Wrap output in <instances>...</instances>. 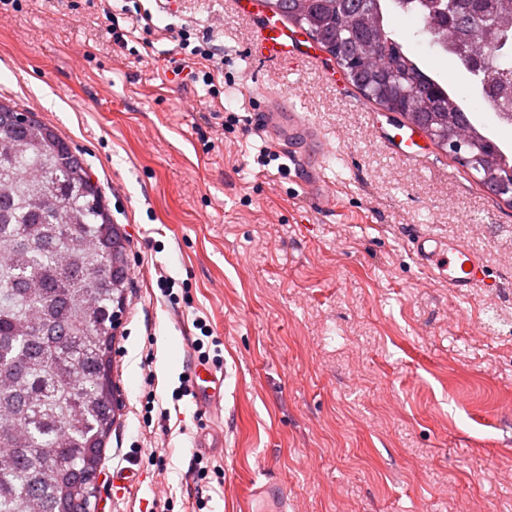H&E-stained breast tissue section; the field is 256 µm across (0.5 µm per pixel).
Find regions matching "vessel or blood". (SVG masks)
<instances>
[{
    "label": "vessel or blood",
    "mask_w": 512,
    "mask_h": 512,
    "mask_svg": "<svg viewBox=\"0 0 512 512\" xmlns=\"http://www.w3.org/2000/svg\"><path fill=\"white\" fill-rule=\"evenodd\" d=\"M296 50L297 43L288 26L282 21L271 20L259 29L251 54L266 61L281 62L291 59ZM258 109L260 127L275 144L287 151L290 161L301 174L306 194L317 203H329L332 192L324 174L323 160L330 147L320 129L276 96L262 97ZM300 142L312 146V153L301 156L293 152V145ZM412 243L418 261L436 271L454 293L464 294L485 286L487 269L483 259L464 245L425 233L416 234ZM193 376L197 402L208 408L220 407L224 400L223 375L210 365L199 363L193 368ZM250 496L255 512H289L288 498L275 482L253 485Z\"/></svg>",
    "instance_id": "vessel-or-blood-1"
}]
</instances>
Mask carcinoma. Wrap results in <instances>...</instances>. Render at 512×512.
Returning a JSON list of instances; mask_svg holds the SVG:
<instances>
[{"mask_svg":"<svg viewBox=\"0 0 512 512\" xmlns=\"http://www.w3.org/2000/svg\"><path fill=\"white\" fill-rule=\"evenodd\" d=\"M287 0H263L271 14L321 45L346 79L370 102L427 132L448 149L460 127L472 153L512 166L507 154L466 112L444 81L396 40L391 15L401 0H362L346 12L341 0H308L296 17ZM455 19L465 38L501 27L482 68L468 76L479 98L512 110V59L501 41L512 36V0H467ZM374 40L380 55L361 57ZM125 247L102 197L64 138L35 118L17 129L0 117V447L12 466L0 473V512H80L71 489L90 484L114 419L111 366L99 355L112 338L113 255ZM42 288L34 292L29 282Z\"/></svg>","mask_w":512,"mask_h":512,"instance_id":"cac0c4a2","label":"carcinoma"}]
</instances>
